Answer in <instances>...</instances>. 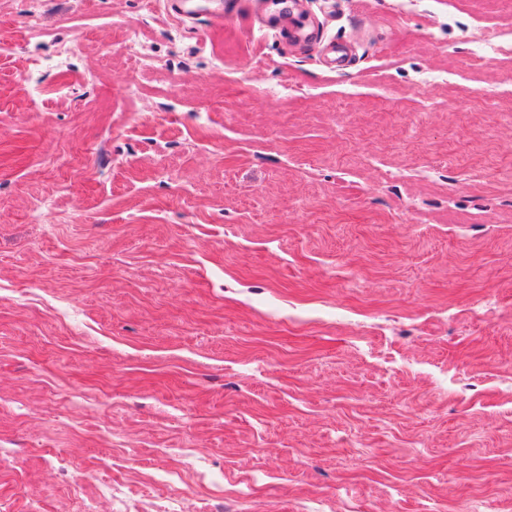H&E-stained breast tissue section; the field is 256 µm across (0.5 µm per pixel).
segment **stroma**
Wrapping results in <instances>:
<instances>
[{"label": "stroma", "instance_id": "stroma-1", "mask_svg": "<svg viewBox=\"0 0 512 512\" xmlns=\"http://www.w3.org/2000/svg\"><path fill=\"white\" fill-rule=\"evenodd\" d=\"M266 8L0 0V512H512V0Z\"/></svg>", "mask_w": 512, "mask_h": 512}]
</instances>
